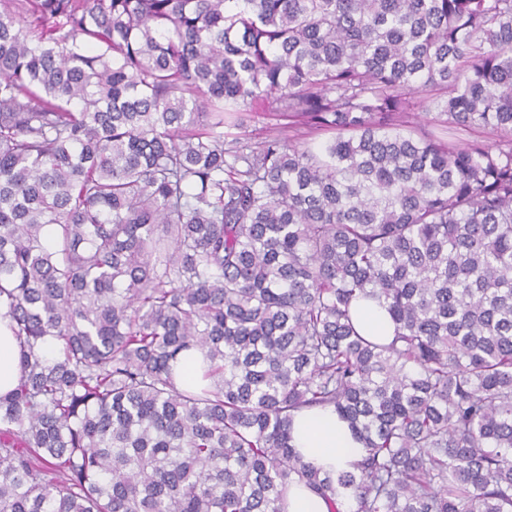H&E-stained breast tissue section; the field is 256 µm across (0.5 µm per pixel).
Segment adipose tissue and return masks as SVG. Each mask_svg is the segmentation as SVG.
Here are the masks:
<instances>
[{
    "mask_svg": "<svg viewBox=\"0 0 512 512\" xmlns=\"http://www.w3.org/2000/svg\"><path fill=\"white\" fill-rule=\"evenodd\" d=\"M20 350L13 320L7 307L0 305V394L18 384ZM291 436L304 461L324 473L353 470L364 453L348 423L330 408L296 413Z\"/></svg>",
    "mask_w": 512,
    "mask_h": 512,
    "instance_id": "obj_1",
    "label": "adipose tissue"
}]
</instances>
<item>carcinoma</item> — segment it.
<instances>
[{"label": "carcinoma", "mask_w": 512, "mask_h": 512, "mask_svg": "<svg viewBox=\"0 0 512 512\" xmlns=\"http://www.w3.org/2000/svg\"><path fill=\"white\" fill-rule=\"evenodd\" d=\"M0 299V512H512V0H0ZM277 123H286L285 121L276 122L275 120L269 119L264 114H252L250 117H246L244 127L240 130H237L239 137L242 139L243 143H246L251 146H255V143H258L264 140L265 137L269 135H279L288 140L292 138L299 137L300 141H307L312 143H321L328 139L327 135L321 134H313V135H304V136H295L292 137L295 132L288 131V128H283L284 125H277ZM353 316L366 336L383 339L393 335L394 327L385 309L374 299L359 301L353 308ZM13 320L5 305H0V394L13 390L19 379L21 344L13 332ZM201 353L197 350H190L184 353L174 364L176 382L179 388L186 389L195 385L205 384L202 382V372L199 360ZM291 436L304 461L322 473L351 471L364 453L348 423L332 408L296 413ZM284 512H328L326 502L298 480L289 484Z\"/></svg>", "instance_id": "obj_1"}]
</instances>
